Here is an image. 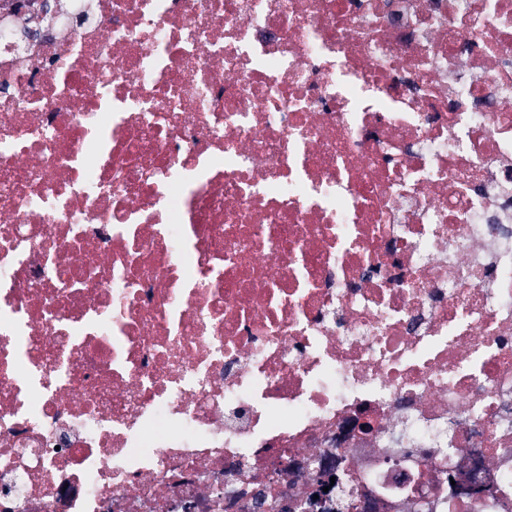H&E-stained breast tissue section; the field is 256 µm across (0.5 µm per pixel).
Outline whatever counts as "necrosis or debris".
I'll list each match as a JSON object with an SVG mask.
<instances>
[{
	"label": "necrosis or debris",
	"mask_w": 512,
	"mask_h": 512,
	"mask_svg": "<svg viewBox=\"0 0 512 512\" xmlns=\"http://www.w3.org/2000/svg\"><path fill=\"white\" fill-rule=\"evenodd\" d=\"M337 457L512 512V0H0V512Z\"/></svg>",
	"instance_id": "necrosis-or-debris-1"
}]
</instances>
